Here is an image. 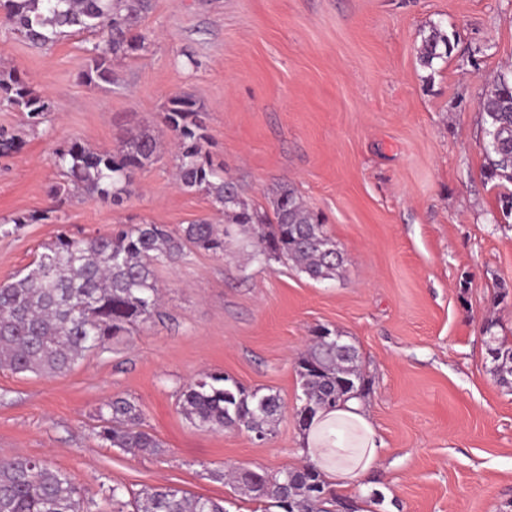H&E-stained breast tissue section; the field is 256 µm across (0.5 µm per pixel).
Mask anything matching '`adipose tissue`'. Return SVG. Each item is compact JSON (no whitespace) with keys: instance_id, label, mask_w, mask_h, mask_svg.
<instances>
[{"instance_id":"1","label":"adipose tissue","mask_w":512,"mask_h":512,"mask_svg":"<svg viewBox=\"0 0 512 512\" xmlns=\"http://www.w3.org/2000/svg\"><path fill=\"white\" fill-rule=\"evenodd\" d=\"M382 443L361 402L317 414L301 438V454L334 485L349 487L376 468Z\"/></svg>"}]
</instances>
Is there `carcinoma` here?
Instances as JSON below:
<instances>
[{"instance_id": "cac0c4a2", "label": "carcinoma", "mask_w": 512, "mask_h": 512, "mask_svg": "<svg viewBox=\"0 0 512 512\" xmlns=\"http://www.w3.org/2000/svg\"><path fill=\"white\" fill-rule=\"evenodd\" d=\"M151 0H0V22L16 28L35 46L52 43L67 30L102 36L90 50L84 80L112 83V60L148 51L151 40L141 25ZM453 50L448 34L434 25L422 39L419 61L432 70ZM0 101L35 123L52 110L51 101L17 77L0 78ZM484 120V177L512 183V71L501 73L481 101ZM203 105L186 95L168 101L161 122L175 140L176 178L187 190L203 191L224 215V230L194 221L178 231L163 224L124 225L107 234L75 239L58 234L26 273L0 283V367L15 373L54 374L70 369L86 352L139 322L159 314L160 289L154 266L199 248L216 256L232 233L242 235L264 261L291 262L314 281L340 275L341 251L325 224L288 189L276 192L273 215L249 207L224 165L206 152L207 135L198 120ZM160 157L159 135L149 127L120 139L114 151H95L75 141L58 154L71 184L118 204L131 192L136 173ZM486 351L497 381L512 384V340L489 332ZM302 397L297 412L309 411L304 430L320 411L362 396L359 353L331 330H313L312 344L297 363ZM98 436L133 455L156 453L161 444L140 430L141 411L115 398L104 404ZM285 410L277 393L247 390L222 373L186 386L181 411L191 423L213 430H244L266 439ZM234 482L280 512H315L331 498L312 492L329 488L323 472L309 463L273 475L260 468H238ZM133 512H226L224 502L172 487H145L132 493ZM0 512H87L81 490L62 471L24 456L0 459Z\"/></svg>"}]
</instances>
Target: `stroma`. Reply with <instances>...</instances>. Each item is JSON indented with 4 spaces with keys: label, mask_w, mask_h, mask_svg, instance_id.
Wrapping results in <instances>:
<instances>
[{
    "label": "stroma",
    "mask_w": 512,
    "mask_h": 512,
    "mask_svg": "<svg viewBox=\"0 0 512 512\" xmlns=\"http://www.w3.org/2000/svg\"><path fill=\"white\" fill-rule=\"evenodd\" d=\"M455 48L435 69L418 48L430 24ZM147 52L116 59L114 81L81 74L97 41L70 33L43 47L0 25V74L50 98L39 124L0 103V283L58 233L91 237L143 221L177 230L223 223L202 192L179 188L161 114L176 94L202 103L206 145L251 207L272 213L292 188L321 215L343 275L315 282L262 264L242 237L223 255L189 248L156 266L159 317L54 375L0 368V458L44 460L67 473L91 512H118L109 489L171 486L262 503L219 479L230 467H298L302 394L296 361L324 326L353 344L379 465L336 490L355 512H512V388L490 371L485 328L512 333V223H503L485 163L480 101L512 70V0H153ZM161 132L158 162L113 204L79 191L52 196L59 151H110L127 131ZM205 372L286 405L259 443L244 431L192 424L180 395ZM123 397L161 453L132 455L98 431Z\"/></svg>",
    "instance_id": "1"
}]
</instances>
